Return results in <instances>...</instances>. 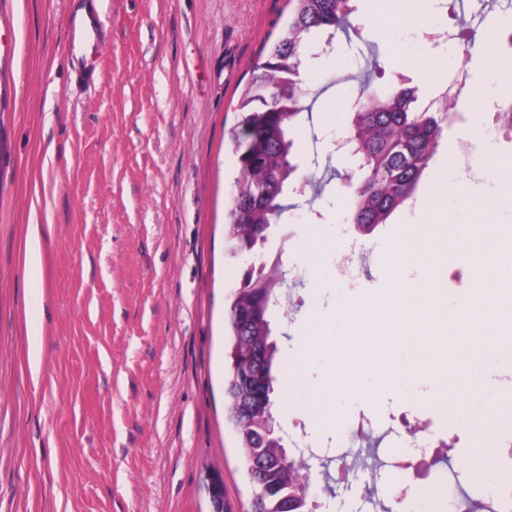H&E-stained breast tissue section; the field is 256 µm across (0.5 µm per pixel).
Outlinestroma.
<instances>
[{"mask_svg":"<svg viewBox=\"0 0 512 512\" xmlns=\"http://www.w3.org/2000/svg\"><path fill=\"white\" fill-rule=\"evenodd\" d=\"M101 20L95 44L68 46L80 8ZM0 512H250L252 491L224 401L225 300L262 252L229 257L224 205L235 158L228 143L242 89L264 45L288 20V0H0ZM401 24L352 23L335 49L301 74L309 112L295 133L298 161L316 182L281 198L287 210L268 250L284 248L286 283L271 316L278 345L276 420L288 437L319 448L309 461L316 512H378L403 496L405 512H448L470 498L475 512L512 493V460L489 449L480 470L461 464L484 434L512 436L499 421L474 428L490 408L484 377L456 382L457 346L431 360L405 389L388 385L369 358L330 381L347 336L380 335L378 313L353 324L343 307L394 295L402 277L388 261L405 229L438 235L443 224L512 227V208L468 206L486 194L460 163L469 132L482 130L483 101L464 94L417 190L371 234L350 221L354 157L351 91L372 66L384 85L407 82L419 102L464 75L495 79L512 68V0H405ZM447 30L448 47L429 43ZM492 38L495 58L475 49ZM449 189L436 215V190ZM42 227L41 281L29 285L28 227ZM356 249V273L337 256ZM466 239L449 242L433 283L447 314L482 287ZM41 330L40 371L30 341ZM307 337L297 349L296 337ZM461 389L465 406L447 410ZM419 408L451 453L421 454L408 483L398 463L412 439L402 418Z\"/></svg>","mask_w":512,"mask_h":512,"instance_id":"1","label":"stroma"}]
</instances>
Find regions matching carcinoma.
<instances>
[{
    "label": "carcinoma",
    "mask_w": 512,
    "mask_h": 512,
    "mask_svg": "<svg viewBox=\"0 0 512 512\" xmlns=\"http://www.w3.org/2000/svg\"><path fill=\"white\" fill-rule=\"evenodd\" d=\"M359 0H288L291 15L287 29L267 54L256 63L244 88L238 111L241 118L229 133L238 176L226 215V249L236 258L265 247L272 225L286 210L280 196L296 181L298 166L292 162L294 141L290 137L303 112L306 92L300 71L307 48L322 41L334 43L349 17L358 11ZM365 96L354 106L350 136L357 161L358 180L353 193L352 223L372 232L387 223L392 213L414 192L436 152L443 133L447 99L439 107H413L416 89L409 86L378 87L366 80ZM284 248L244 270L239 285L229 296L227 327V375L224 398L227 420L234 426L243 449L244 472L254 492L262 493L251 503V512H310V502L289 508L290 495L302 481L300 469L289 453H281L279 433H266L275 421L274 366L278 352L272 343L264 358L265 376L256 386L257 399L251 421L236 426L237 390L230 386L234 369H244L253 347L272 336L271 315L275 298L265 289L277 290L284 283Z\"/></svg>",
    "instance_id": "obj_1"
}]
</instances>
